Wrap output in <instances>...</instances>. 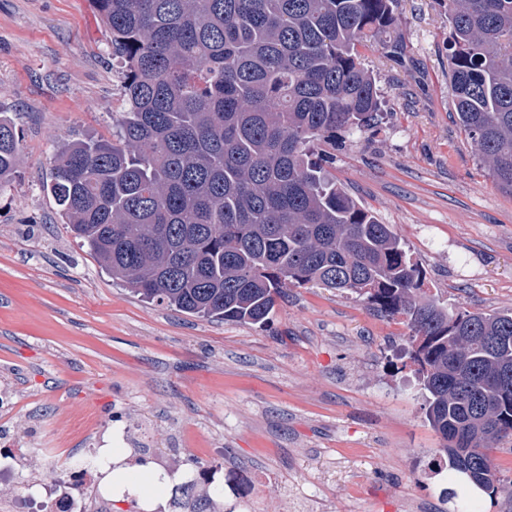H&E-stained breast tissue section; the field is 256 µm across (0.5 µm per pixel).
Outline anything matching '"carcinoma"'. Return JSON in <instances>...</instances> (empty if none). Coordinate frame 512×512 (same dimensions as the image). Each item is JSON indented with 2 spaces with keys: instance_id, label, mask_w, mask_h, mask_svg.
Returning a JSON list of instances; mask_svg holds the SVG:
<instances>
[{
  "instance_id": "obj_1",
  "label": "carcinoma",
  "mask_w": 512,
  "mask_h": 512,
  "mask_svg": "<svg viewBox=\"0 0 512 512\" xmlns=\"http://www.w3.org/2000/svg\"><path fill=\"white\" fill-rule=\"evenodd\" d=\"M124 111L112 138L63 144L50 188L70 233L157 305L263 324L289 286L365 298L410 329L453 482L499 491L487 452L512 439V312L448 310L400 239L325 167L379 110L363 51L405 58L398 0H95ZM459 124L512 195V0H448ZM21 158L0 116V189ZM211 512L223 488H181Z\"/></svg>"
}]
</instances>
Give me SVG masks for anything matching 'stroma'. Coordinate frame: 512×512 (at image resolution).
I'll return each mask as SVG.
<instances>
[{"mask_svg": "<svg viewBox=\"0 0 512 512\" xmlns=\"http://www.w3.org/2000/svg\"><path fill=\"white\" fill-rule=\"evenodd\" d=\"M406 60L365 61L374 128L336 144L337 182L406 245L427 294L512 311V196L460 129L448 0H400ZM93 0H0V112L22 144L0 190V453L59 478L120 450L141 480L122 512H176L191 471L213 512H442V440L426 419L410 330L358 295L289 288L267 324L204 320L113 282L46 191L57 145L111 137L122 111ZM150 428L151 443H123Z\"/></svg>", "mask_w": 512, "mask_h": 512, "instance_id": "35a3bbf8", "label": "stroma"}]
</instances>
